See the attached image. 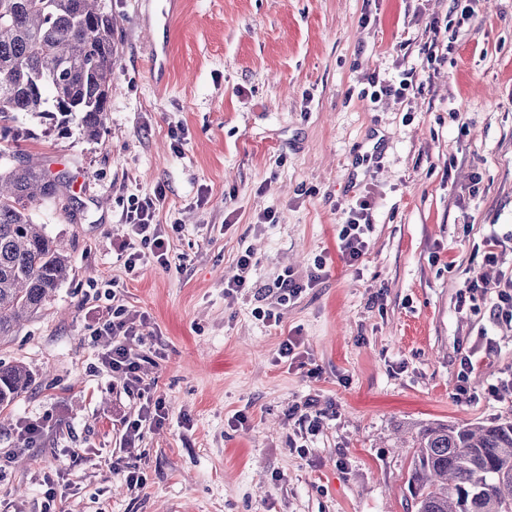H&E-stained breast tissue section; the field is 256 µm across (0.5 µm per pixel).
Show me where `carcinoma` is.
Instances as JSON below:
<instances>
[{
    "label": "carcinoma",
    "mask_w": 512,
    "mask_h": 512,
    "mask_svg": "<svg viewBox=\"0 0 512 512\" xmlns=\"http://www.w3.org/2000/svg\"><path fill=\"white\" fill-rule=\"evenodd\" d=\"M115 74L104 0H0V345L37 315L71 272L68 253L34 210L66 183L26 159L19 125L51 117L99 137ZM31 374L0 363V412ZM415 512H512V422L430 423L412 437Z\"/></svg>",
    "instance_id": "1"
}]
</instances>
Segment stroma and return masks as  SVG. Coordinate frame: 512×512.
Returning a JSON list of instances; mask_svg holds the SVG:
<instances>
[{"instance_id": "stroma-1", "label": "stroma", "mask_w": 512, "mask_h": 512, "mask_svg": "<svg viewBox=\"0 0 512 512\" xmlns=\"http://www.w3.org/2000/svg\"><path fill=\"white\" fill-rule=\"evenodd\" d=\"M106 5L116 69L99 139L33 120L21 142L70 180L35 220L73 271L0 347L33 373L0 422V512H411L399 434L512 420V322L493 315L512 280V0ZM403 79L406 99L363 95ZM159 191L171 265L127 271L122 216ZM363 200L369 247L351 267L338 234ZM247 251L251 285L226 295ZM288 271L305 287L282 308ZM476 274L484 291L459 308ZM115 303L143 317L157 351L144 378L168 406L130 451L115 421L138 399L113 386L95 337ZM466 353L474 398L460 402ZM309 400L321 415L304 438ZM28 422L42 430L30 448ZM124 453L142 487L110 470ZM47 478L67 486L51 505Z\"/></svg>"}]
</instances>
